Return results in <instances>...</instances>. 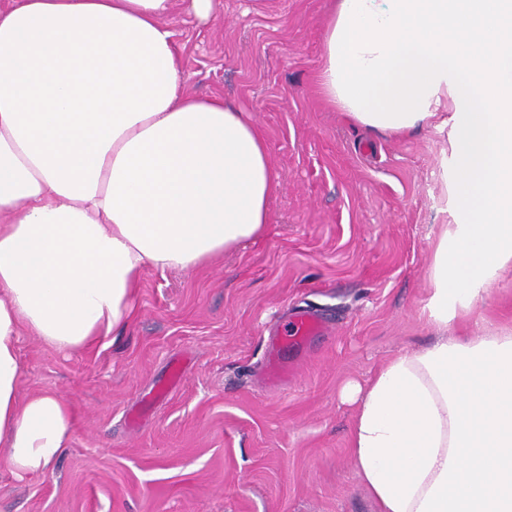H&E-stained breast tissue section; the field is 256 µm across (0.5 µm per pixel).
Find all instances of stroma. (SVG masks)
I'll return each mask as SVG.
<instances>
[{
    "instance_id": "35a3bbf8",
    "label": "stroma",
    "mask_w": 512,
    "mask_h": 512,
    "mask_svg": "<svg viewBox=\"0 0 512 512\" xmlns=\"http://www.w3.org/2000/svg\"><path fill=\"white\" fill-rule=\"evenodd\" d=\"M331 0H220L199 21L175 0L188 94L248 107L281 188L265 235L190 272L147 270L116 340L82 352L19 339L21 392L74 407L53 477L0 455V512H376L349 454L338 387L441 331L423 312L432 250L461 218L441 120L403 135L348 123L314 82ZM317 310L288 382L266 346L287 313ZM512 329V269L449 335ZM183 378L169 384L174 360Z\"/></svg>"
}]
</instances>
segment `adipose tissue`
Here are the masks:
<instances>
[{"mask_svg": "<svg viewBox=\"0 0 512 512\" xmlns=\"http://www.w3.org/2000/svg\"><path fill=\"white\" fill-rule=\"evenodd\" d=\"M174 0L0 9V453L44 478L76 430L21 395L19 338L83 351L126 326L145 270L191 271L266 233L279 174L247 109L195 98ZM320 92L374 132L451 111L462 218L428 318L465 317L512 264V0H338ZM349 450L378 512H512V330L475 326L346 380Z\"/></svg>", "mask_w": 512, "mask_h": 512, "instance_id": "obj_1", "label": "adipose tissue"}]
</instances>
